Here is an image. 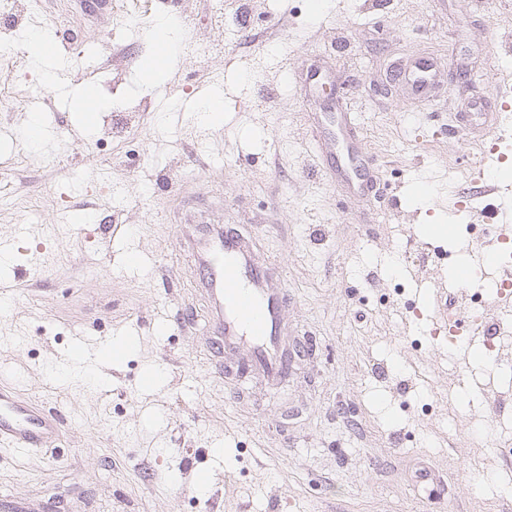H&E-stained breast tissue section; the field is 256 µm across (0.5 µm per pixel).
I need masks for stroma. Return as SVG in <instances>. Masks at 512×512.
I'll return each instance as SVG.
<instances>
[{
	"label": "stroma",
	"instance_id": "stroma-1",
	"mask_svg": "<svg viewBox=\"0 0 512 512\" xmlns=\"http://www.w3.org/2000/svg\"><path fill=\"white\" fill-rule=\"evenodd\" d=\"M133 1L15 13L20 33L62 19L72 34L55 57L0 70V241L19 242L0 266V382L65 425L54 448L0 451V498L36 512H507L512 349L449 345L429 304L460 266L489 268L471 246L493 235L472 174L489 140L457 115L478 96L512 105L498 96L512 0H137L139 24L120 25ZM163 17L180 42L149 88ZM415 56L450 90L420 101L387 81ZM312 68L396 196L352 195L319 170L310 124L329 106ZM42 87L50 105H29ZM86 87L101 111H78ZM215 91L210 125L198 111ZM75 205L87 223H66ZM190 219L239 225L278 268L301 347L285 381L210 374L176 230ZM420 239L445 259L407 262Z\"/></svg>",
	"mask_w": 512,
	"mask_h": 512
}]
</instances>
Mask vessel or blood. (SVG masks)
I'll return each mask as SVG.
<instances>
[{"mask_svg": "<svg viewBox=\"0 0 512 512\" xmlns=\"http://www.w3.org/2000/svg\"><path fill=\"white\" fill-rule=\"evenodd\" d=\"M434 59L416 61L410 78L417 91H425L435 73ZM314 137L326 143L342 140L346 149L344 176L359 195H366L371 179L353 134L349 116L343 112H324L314 118ZM488 134L491 153L512 139V115L497 118ZM181 234L194 256L198 285L204 292L210 312L213 359L210 369L223 374L224 360L239 356L267 381L285 378L291 356L283 344L290 325L285 313L287 290L277 268L261 264L249 241L234 227L223 224L185 225ZM512 244V224L500 220L493 239L478 248L487 262L498 264L499 278L494 303L512 300V266L499 265L501 249ZM437 328L467 341L484 337L485 329L465 323L462 315L440 311L434 319ZM64 428L57 412L18 396L0 384V447L20 452L43 451L56 446Z\"/></svg>", "mask_w": 512, "mask_h": 512, "instance_id": "vessel-or-blood-1", "label": "vessel or blood"}]
</instances>
